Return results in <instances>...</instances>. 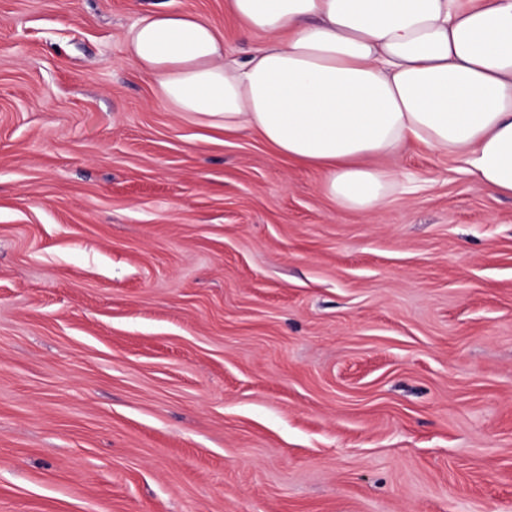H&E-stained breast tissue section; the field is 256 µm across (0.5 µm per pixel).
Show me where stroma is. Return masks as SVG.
<instances>
[{
    "label": "stroma",
    "instance_id": "1",
    "mask_svg": "<svg viewBox=\"0 0 512 512\" xmlns=\"http://www.w3.org/2000/svg\"><path fill=\"white\" fill-rule=\"evenodd\" d=\"M0 0V512H512V198L341 211L318 168L170 111L140 13Z\"/></svg>",
    "mask_w": 512,
    "mask_h": 512
}]
</instances>
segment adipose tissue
I'll return each mask as SVG.
<instances>
[{
    "instance_id": "ef3b65f1",
    "label": "adipose tissue",
    "mask_w": 512,
    "mask_h": 512,
    "mask_svg": "<svg viewBox=\"0 0 512 512\" xmlns=\"http://www.w3.org/2000/svg\"><path fill=\"white\" fill-rule=\"evenodd\" d=\"M228 4L264 37L248 56L191 12H144L127 30L130 59L171 111L324 169L343 210L378 211L403 191L399 172L371 161L415 144L512 197V0Z\"/></svg>"
}]
</instances>
